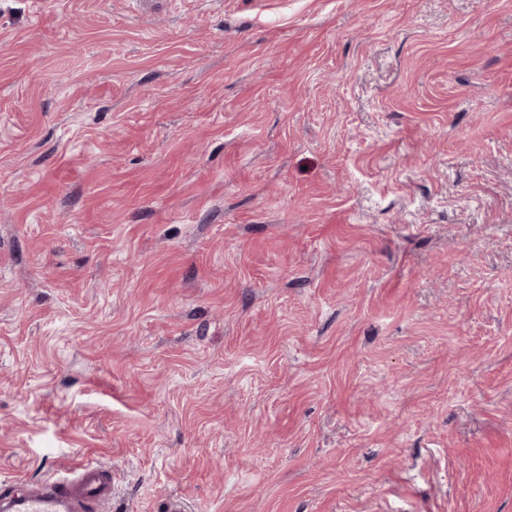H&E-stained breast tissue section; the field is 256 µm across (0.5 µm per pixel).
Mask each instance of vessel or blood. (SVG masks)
<instances>
[{"label": "vessel or blood", "instance_id": "1", "mask_svg": "<svg viewBox=\"0 0 512 512\" xmlns=\"http://www.w3.org/2000/svg\"><path fill=\"white\" fill-rule=\"evenodd\" d=\"M112 471L87 461L63 475L29 484L16 497V512H109L112 504Z\"/></svg>", "mask_w": 512, "mask_h": 512}]
</instances>
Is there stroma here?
<instances>
[{"label":"stroma","mask_w":512,"mask_h":512,"mask_svg":"<svg viewBox=\"0 0 512 512\" xmlns=\"http://www.w3.org/2000/svg\"><path fill=\"white\" fill-rule=\"evenodd\" d=\"M512 512V0H0V497ZM112 469L87 461L65 469L64 475L29 484L16 497L13 512L111 511Z\"/></svg>","instance_id":"35a3bbf8"}]
</instances>
